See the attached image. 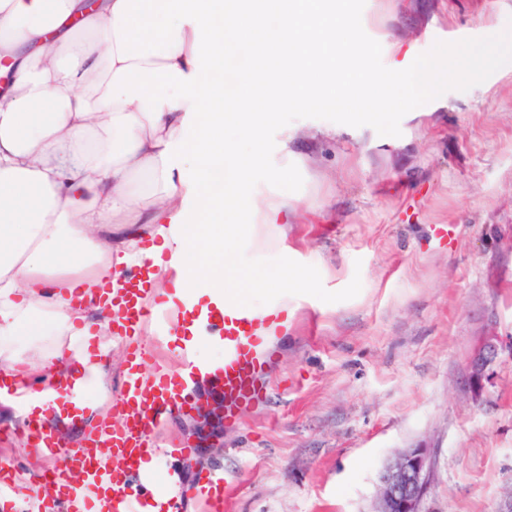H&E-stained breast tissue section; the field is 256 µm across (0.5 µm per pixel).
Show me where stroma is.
<instances>
[{
    "instance_id": "35a3bbf8",
    "label": "stroma",
    "mask_w": 512,
    "mask_h": 512,
    "mask_svg": "<svg viewBox=\"0 0 512 512\" xmlns=\"http://www.w3.org/2000/svg\"><path fill=\"white\" fill-rule=\"evenodd\" d=\"M355 29L374 67L391 40L411 56L441 44L506 48L481 78L449 81L414 110L359 121L306 108L269 125L270 166L288 149L295 201L284 231L259 228L266 276L280 254L306 277L288 296V334L272 400L233 430L198 416L169 421L162 443L203 431L190 457L156 469L190 481L234 479L227 512H372L378 477L405 449L431 448L424 512H502L512 500V0H355ZM506 346L481 399L467 385L479 336ZM22 411L0 400V460L26 497L62 459L24 439Z\"/></svg>"
}]
</instances>
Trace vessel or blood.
<instances>
[{
	"label": "vessel or blood",
	"mask_w": 512,
	"mask_h": 512,
	"mask_svg": "<svg viewBox=\"0 0 512 512\" xmlns=\"http://www.w3.org/2000/svg\"><path fill=\"white\" fill-rule=\"evenodd\" d=\"M153 273L149 262L133 269L112 296L113 306L124 315L123 325L112 334L126 342L127 351L123 387L112 404L111 418L89 433L81 446L68 450L61 435L39 415L27 417L28 442L44 456L66 457L64 467L51 474L56 494L45 502L43 512H147L148 495L138 493L132 484H155V474L145 465L162 451L158 429L166 419L199 413L214 399L224 407L225 428L233 429L245 411L264 406L271 397L267 373L275 360L272 340L283 332L280 315L228 302L204 311L187 301L156 300ZM150 320L157 334L171 341L193 327L199 335L223 343L224 363L211 375L208 397L191 388L201 367L188 349L179 352L177 366L147 367V351L135 336ZM41 390L39 383H24L0 371V397L26 400ZM230 486L213 471H201L190 482L171 486L159 512H185L191 501L203 502L207 512H224Z\"/></svg>",
	"instance_id": "b4317fda"
}]
</instances>
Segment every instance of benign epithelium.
<instances>
[{"mask_svg":"<svg viewBox=\"0 0 512 512\" xmlns=\"http://www.w3.org/2000/svg\"><path fill=\"white\" fill-rule=\"evenodd\" d=\"M498 355L497 337L484 338L469 363V379L474 391H481L489 379V367ZM431 479L429 449L417 446L404 450L381 471L373 512H423Z\"/></svg>","mask_w":512,"mask_h":512,"instance_id":"1","label":"benign epithelium"}]
</instances>
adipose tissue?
<instances>
[{
	"label": "adipose tissue",
	"mask_w": 512,
	"mask_h": 512,
	"mask_svg": "<svg viewBox=\"0 0 512 512\" xmlns=\"http://www.w3.org/2000/svg\"><path fill=\"white\" fill-rule=\"evenodd\" d=\"M351 16L350 0H0V73L13 75L0 88V369L98 388L89 413L105 415L103 366L70 295L119 287L148 258L164 290L166 250L186 297L287 306L303 276L285 264L269 287L240 252L243 213L288 212L287 194L251 188L256 172L289 174L268 165L266 127L331 96L413 108L499 58L492 40L378 70Z\"/></svg>",
	"instance_id": "ef3b65f1"
}]
</instances>
